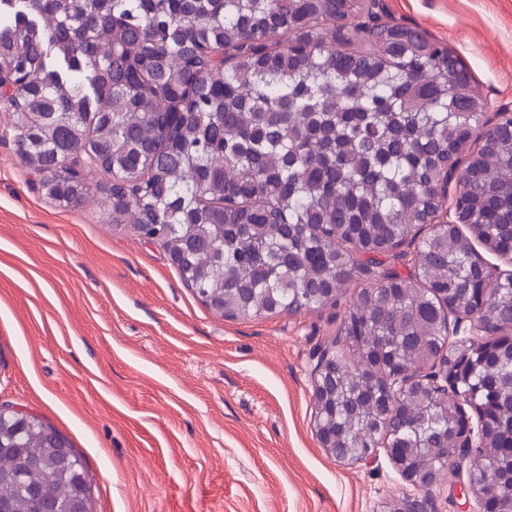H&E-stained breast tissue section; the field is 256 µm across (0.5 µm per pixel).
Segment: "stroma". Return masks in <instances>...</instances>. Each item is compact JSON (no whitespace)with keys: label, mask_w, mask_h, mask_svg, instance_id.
Returning a JSON list of instances; mask_svg holds the SVG:
<instances>
[{"label":"stroma","mask_w":512,"mask_h":512,"mask_svg":"<svg viewBox=\"0 0 512 512\" xmlns=\"http://www.w3.org/2000/svg\"><path fill=\"white\" fill-rule=\"evenodd\" d=\"M379 3L512 105V0ZM343 315H214L159 245L112 229L99 193L49 198L0 123V406L68 438L94 512H479L466 475L423 492L386 453L322 448L314 371L344 351Z\"/></svg>","instance_id":"1"}]
</instances>
